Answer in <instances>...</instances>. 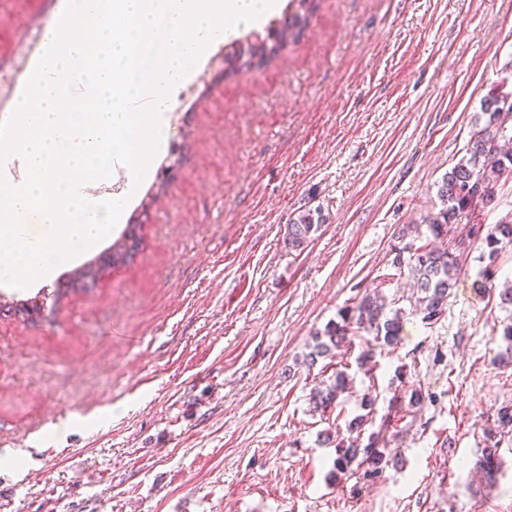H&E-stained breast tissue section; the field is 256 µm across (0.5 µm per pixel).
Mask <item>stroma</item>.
Wrapping results in <instances>:
<instances>
[{"label": "stroma", "mask_w": 512, "mask_h": 512, "mask_svg": "<svg viewBox=\"0 0 512 512\" xmlns=\"http://www.w3.org/2000/svg\"><path fill=\"white\" fill-rule=\"evenodd\" d=\"M491 92H512V0H318L299 40L230 77L214 47L167 114L178 163L156 156L96 248L0 288L44 304L0 315V512H512V437L497 484L473 467L512 401L479 251L440 322L407 318L370 371L356 341L341 412L313 410L326 375L303 362L359 291L408 308L409 274L381 278L390 250L439 209ZM315 208V239L289 248ZM128 224L136 260L70 291ZM405 381L437 403L401 421L396 465L333 481L324 433L370 391L384 415ZM314 212L317 215L316 220L313 211L310 209L307 213H303L289 220L287 225L288 246L302 251L314 239V236L325 222L320 209H315Z\"/></svg>", "instance_id": "35a3bbf8"}]
</instances>
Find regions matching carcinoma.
<instances>
[{
	"mask_svg": "<svg viewBox=\"0 0 512 512\" xmlns=\"http://www.w3.org/2000/svg\"><path fill=\"white\" fill-rule=\"evenodd\" d=\"M314 0H289L292 8L284 27L288 34L296 35L305 27L313 10ZM286 47L283 35L256 38L239 42L224 53V76L242 70L266 65L275 59ZM512 112V98L492 93L482 104V115L475 118L474 137L476 140L467 149L468 158L460 160L445 175L439 187L442 208L427 214L422 223L429 235L426 242L421 235L390 250V265L397 271L404 269L412 274L416 292L410 299V311L392 308L387 299L377 290L357 293L339 310V320L329 323L323 336L316 337V344L306 355L308 366L317 364L318 359L332 354L333 350L352 347V339L359 332L368 338L365 348L356 357L359 367L373 369L376 350L391 348L397 344L402 331L404 317L408 314L420 318L426 325L439 322L448 310L453 288L463 270L464 259L471 249L481 250V256L488 264L481 272L485 287L498 292L499 308L512 312V280L498 285L492 279L491 267L506 247H512V212L494 224H479L471 221L470 212L475 198L487 204L492 201L500 182L512 180V120H504V112ZM325 223L321 210L308 211L289 220L288 245L302 251L314 239ZM455 224H467L465 237L459 239L453 248H441L442 242ZM137 225L129 224L122 236L112 244V261L132 262L139 250L141 237L136 233ZM352 379L347 369H335L332 378L314 388L311 402L315 409L326 413L339 405V397L348 392ZM435 402V396L421 387L410 386L402 393H395L389 399L387 412L375 423L374 405L376 397L365 394L360 406L367 413L354 417L348 423V436L335 439L329 435L324 445L336 448L333 477L351 476L358 471L371 479L381 476L391 459L386 455L388 433L393 423L401 421ZM373 431H367V427ZM512 435V403L499 407L494 424L485 432L482 454L476 462L484 481L493 484L500 468V444Z\"/></svg>",
	"mask_w": 512,
	"mask_h": 512,
	"instance_id": "obj_1",
	"label": "carcinoma"
}]
</instances>
